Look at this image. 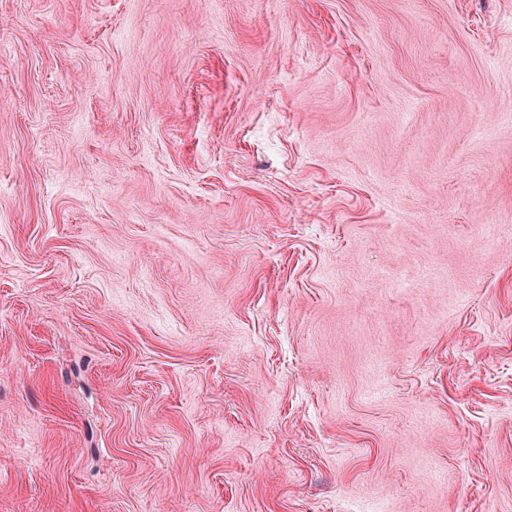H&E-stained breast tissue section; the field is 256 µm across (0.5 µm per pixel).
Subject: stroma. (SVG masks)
<instances>
[{"label":"stroma","instance_id":"stroma-1","mask_svg":"<svg viewBox=\"0 0 512 512\" xmlns=\"http://www.w3.org/2000/svg\"><path fill=\"white\" fill-rule=\"evenodd\" d=\"M0 512H512V0H0Z\"/></svg>","mask_w":512,"mask_h":512}]
</instances>
